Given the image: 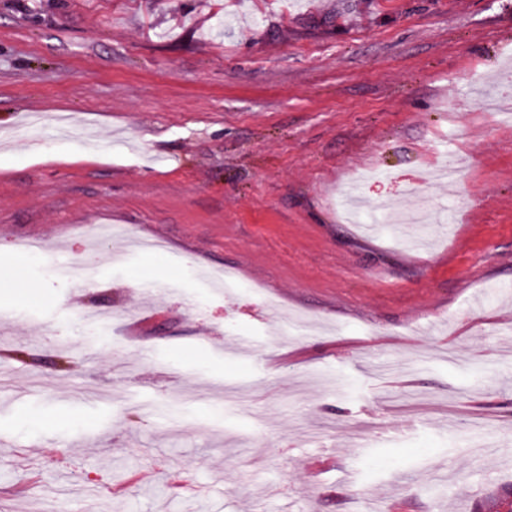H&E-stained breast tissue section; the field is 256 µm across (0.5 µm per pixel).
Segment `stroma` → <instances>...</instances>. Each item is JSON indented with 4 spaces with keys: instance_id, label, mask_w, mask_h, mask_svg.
I'll list each match as a JSON object with an SVG mask.
<instances>
[{
    "instance_id": "1",
    "label": "stroma",
    "mask_w": 512,
    "mask_h": 512,
    "mask_svg": "<svg viewBox=\"0 0 512 512\" xmlns=\"http://www.w3.org/2000/svg\"><path fill=\"white\" fill-rule=\"evenodd\" d=\"M511 72L512 0H0V512H512Z\"/></svg>"
}]
</instances>
